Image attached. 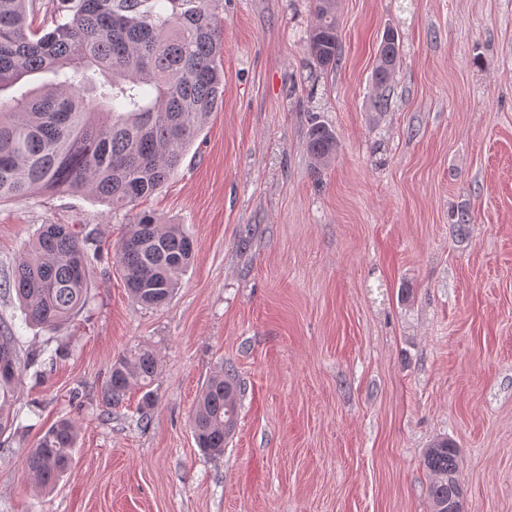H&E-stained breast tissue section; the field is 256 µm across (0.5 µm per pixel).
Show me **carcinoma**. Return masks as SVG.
<instances>
[{"instance_id":"1","label":"carcinoma","mask_w":512,"mask_h":512,"mask_svg":"<svg viewBox=\"0 0 512 512\" xmlns=\"http://www.w3.org/2000/svg\"><path fill=\"white\" fill-rule=\"evenodd\" d=\"M32 0H0V203L58 190H88L130 206L160 190L182 163L208 117L223 103L219 68L224 44L217 20L221 0H51L54 28L29 22ZM333 0H314L308 31L313 64L336 68L339 36ZM397 37H383L373 71L378 101L398 62ZM308 147L319 163L337 150L336 134L315 122ZM69 224H44L15 261L4 286L16 293L26 322L57 333L90 300V269L99 249ZM193 238L180 224L136 216L116 246L131 299L165 304L194 257ZM13 324L0 320V436L12 430L20 374L41 357L52 363L65 349L20 355ZM158 359L148 346L115 357L100 396L108 408L132 387L152 406ZM240 388L234 370L206 382L191 418L195 442L208 457L224 455L235 429ZM78 434L73 423H53L23 459L28 478L53 488L69 470ZM432 512L448 506V477L458 449L446 439L426 449Z\"/></svg>"}]
</instances>
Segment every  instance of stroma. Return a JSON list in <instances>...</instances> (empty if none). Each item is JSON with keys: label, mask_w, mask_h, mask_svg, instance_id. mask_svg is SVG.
I'll return each instance as SVG.
<instances>
[{"label": "stroma", "mask_w": 512, "mask_h": 512, "mask_svg": "<svg viewBox=\"0 0 512 512\" xmlns=\"http://www.w3.org/2000/svg\"><path fill=\"white\" fill-rule=\"evenodd\" d=\"M224 104L156 193L125 208L88 192L0 204V275L43 224L91 235V301L53 335L0 317L21 375L0 437V512H430L423 454L459 449L468 512H512V0H338L340 62L308 53L312 0H222ZM400 36L373 106L385 29ZM338 149L307 148L311 120ZM467 212L468 224L457 222ZM140 213L196 242L171 301L134 302L115 246ZM151 347L156 403L112 410L113 357ZM241 386L220 458L190 427L220 368ZM62 417L79 430L49 493L23 458Z\"/></svg>", "instance_id": "1"}]
</instances>
